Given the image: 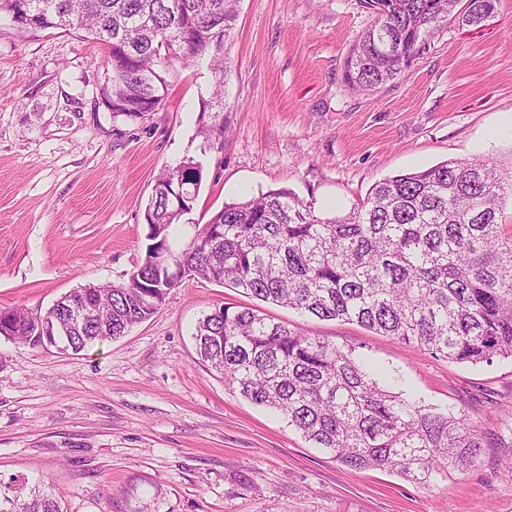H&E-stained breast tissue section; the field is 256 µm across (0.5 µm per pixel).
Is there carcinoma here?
Segmentation results:
<instances>
[{"label":"carcinoma","mask_w":512,"mask_h":512,"mask_svg":"<svg viewBox=\"0 0 512 512\" xmlns=\"http://www.w3.org/2000/svg\"><path fill=\"white\" fill-rule=\"evenodd\" d=\"M365 0L374 20L345 58L343 80L370 94L396 79L440 23L478 25L499 0ZM28 12L29 33L83 30L103 44L101 98L115 114L156 111L175 68L208 60L209 99L223 104L224 42L236 0H0V13ZM204 178L186 159L162 169L145 207V258L119 285L79 287L44 313L0 309V337L32 347L43 321L66 323L68 305L87 301L96 317L70 336L74 348L125 335L149 319L178 281L170 265L171 225L192 212ZM187 199L173 197L176 183ZM512 196V167L490 158L446 160L373 184L343 217H322L286 190L224 204L179 253L195 276L229 283L260 301L323 321L360 326L456 363L512 358V230L499 222ZM201 359L250 402L354 469L395 470L427 485L452 466L474 463L485 433L464 412H444L379 385L354 349L275 322L250 307L224 305L194 333ZM0 512H59L40 490L0 494Z\"/></svg>","instance_id":"obj_1"}]
</instances>
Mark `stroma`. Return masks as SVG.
I'll return each mask as SVG.
<instances>
[{"instance_id": "stroma-1", "label": "stroma", "mask_w": 512, "mask_h": 512, "mask_svg": "<svg viewBox=\"0 0 512 512\" xmlns=\"http://www.w3.org/2000/svg\"><path fill=\"white\" fill-rule=\"evenodd\" d=\"M237 9L229 132L208 151L206 67L171 72L158 111L118 115L100 95L101 44L81 30L29 36L0 15V309L42 313L82 285L125 282L145 256L157 174L189 157L204 180L170 228L176 253L224 203L271 189L332 217L389 176L478 155L512 164V0L476 26L448 20L369 95L342 80L373 20L363 0ZM229 303L354 348L394 390L465 411L488 445L427 487L345 467L200 359L196 324ZM39 480L61 512H512V359L451 362L186 278L149 320L79 353L0 338V482Z\"/></svg>"}]
</instances>
